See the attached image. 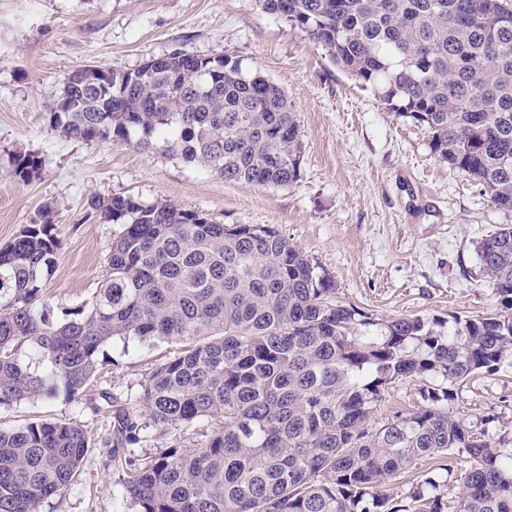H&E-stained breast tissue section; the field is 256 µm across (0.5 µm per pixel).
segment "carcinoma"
<instances>
[{
	"mask_svg": "<svg viewBox=\"0 0 512 512\" xmlns=\"http://www.w3.org/2000/svg\"><path fill=\"white\" fill-rule=\"evenodd\" d=\"M323 48L385 106L427 128L437 158L512 211V0H256ZM49 126L75 141L132 145L228 181L284 187L299 176L300 125L285 91L222 54L180 48L135 69L84 65ZM12 173L36 174L17 153ZM118 224L107 273L58 319L38 282L54 264L55 212L42 206L0 247V404L83 393L114 338L170 346L141 389L114 397L97 445L135 512H512V452L450 410L457 383L512 353V225L483 240L496 311L480 318L390 319L336 300L331 278L274 226L219 224L166 200H91ZM46 361L30 371L20 349ZM422 381L423 404L380 427L370 410L392 382ZM189 448L136 453L147 423ZM90 448L73 421L0 428V512H39L78 481ZM459 457L454 469L448 460ZM456 475L455 506L423 486L383 489L418 460Z\"/></svg>",
	"mask_w": 512,
	"mask_h": 512,
	"instance_id": "1",
	"label": "carcinoma"
}]
</instances>
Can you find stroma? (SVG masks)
Returning a JSON list of instances; mask_svg holds the SVG:
<instances>
[{"mask_svg":"<svg viewBox=\"0 0 512 512\" xmlns=\"http://www.w3.org/2000/svg\"><path fill=\"white\" fill-rule=\"evenodd\" d=\"M181 48L223 54L278 84L301 130L298 179L285 187L229 182L132 146L65 139L47 113L66 74L83 65L115 70ZM40 156L23 182L11 158ZM165 199L224 224H271L328 273L338 300L375 320L476 318L494 310L480 242L512 211L498 209L465 173L434 156L425 127L388 110L327 53L265 13L256 0H0V246L43 205L56 216L60 249L41 299L55 315L79 309L107 271L118 227L88 219L94 198ZM155 347L115 339L100 354L102 380L78 401L66 395L0 405V427L71 420L90 440L109 430L107 394L137 392L163 360ZM421 383L391 384L371 411L379 426L421 405ZM474 433L512 442V355L497 373L461 383L453 404ZM40 512H129L122 489L93 448L77 484Z\"/></svg>","mask_w":512,"mask_h":512,"instance_id":"1","label":"stroma"}]
</instances>
